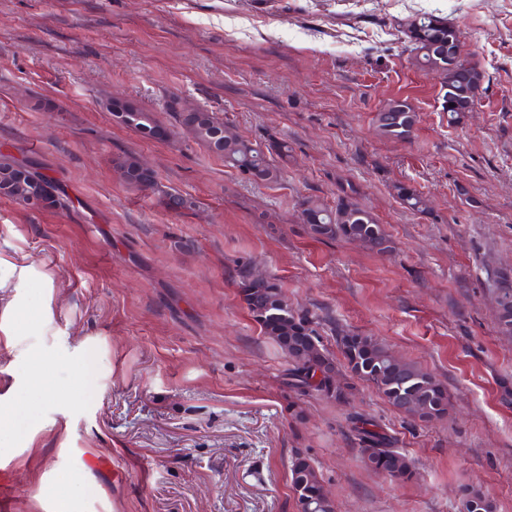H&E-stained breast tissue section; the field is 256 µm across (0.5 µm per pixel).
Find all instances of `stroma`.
<instances>
[{
	"instance_id": "obj_1",
	"label": "stroma",
	"mask_w": 512,
	"mask_h": 512,
	"mask_svg": "<svg viewBox=\"0 0 512 512\" xmlns=\"http://www.w3.org/2000/svg\"><path fill=\"white\" fill-rule=\"evenodd\" d=\"M463 33L485 78L456 125L435 74L402 51L425 11ZM287 141L274 184H253L177 134L146 140L105 104L134 100L175 127L172 97ZM418 115L393 141L373 117ZM0 151L51 176L69 210L0 197V256L28 266L0 301V453L11 512H300L296 457L335 512H458L464 491L512 512V339L491 270L512 266V0H0ZM156 176L125 184L117 156ZM349 180L396 243L389 254L314 239L307 197ZM426 198L405 209L398 183ZM179 192L191 209L166 208ZM252 265L290 306L372 336L448 391L445 418L413 421L370 383L336 403L288 385V360L237 285ZM374 419L414 463L369 468L348 422ZM375 123L378 133L387 139L409 140L414 133L417 114L406 100H390L377 112Z\"/></svg>"
}]
</instances>
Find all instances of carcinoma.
<instances>
[{
  "label": "carcinoma",
  "instance_id": "cac0c4a2",
  "mask_svg": "<svg viewBox=\"0 0 512 512\" xmlns=\"http://www.w3.org/2000/svg\"><path fill=\"white\" fill-rule=\"evenodd\" d=\"M459 34L461 30L447 18L424 14L410 21L404 39V49L415 64L436 73L441 87L449 88L442 96L441 110L448 113L450 125L472 111L484 80L476 63L445 54L448 41ZM119 106L140 117L134 126L136 130L159 124L153 113L133 102L124 101ZM179 106L180 101L172 98L171 108L175 110L180 127L194 142L223 159L224 166L238 170L256 183L271 184L281 178V167L276 164V159L288 161L290 149L287 143L271 142L262 147L242 136L233 125L222 121L213 112L202 109L186 116L179 111ZM375 123L380 135L391 140H409L414 133L417 114L407 101L391 100L377 112ZM119 166L127 170L126 184L140 190L143 184H152L151 172L140 168L138 158L126 155ZM47 181H51L48 175L30 171L26 179L14 184L8 199L19 205L34 185ZM395 191L404 208L417 212L426 209L423 196L413 186L400 183L395 186ZM300 216L319 240H350L378 254L394 248L393 240L382 225L360 202V190L352 182L337 184L336 201L331 207L314 199L303 201ZM238 278L244 301L263 334L273 339L287 356L289 385L297 392L314 391L327 400L344 402L354 390V386L342 377L341 371L345 370L351 378L375 385L392 407L411 418L429 420L448 413V394L443 384L414 364L394 356L375 338L337 334L336 343L343 357L339 367L323 347L320 317L281 304L277 299L282 294L279 283L255 272L247 264L239 269ZM493 292L501 298L496 306L498 328L503 335L512 337V268L495 269ZM350 422L362 444L361 452L372 469L400 479L411 478V460L392 448L391 438L372 430L376 426L373 419L355 414ZM290 474L295 493L309 500L315 512H330V506L321 500L323 481L309 460L295 459ZM459 512H493V504L481 493L471 491L461 498Z\"/></svg>",
  "mask_w": 512,
  "mask_h": 512
}]
</instances>
